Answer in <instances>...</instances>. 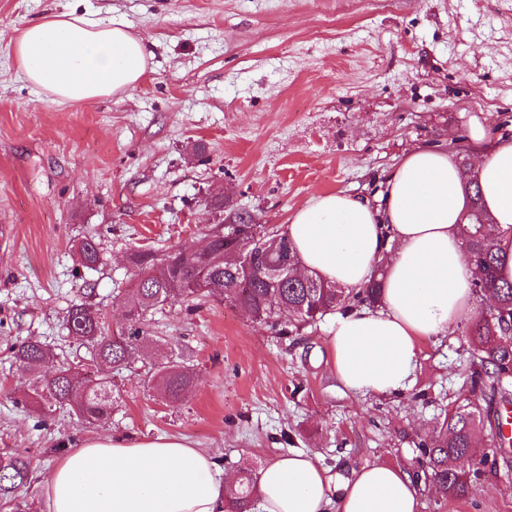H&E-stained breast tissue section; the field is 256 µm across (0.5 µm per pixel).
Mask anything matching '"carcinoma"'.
<instances>
[{"label": "carcinoma", "mask_w": 512, "mask_h": 512, "mask_svg": "<svg viewBox=\"0 0 512 512\" xmlns=\"http://www.w3.org/2000/svg\"><path fill=\"white\" fill-rule=\"evenodd\" d=\"M465 189L472 199L467 221L459 225V234L477 272L474 292L483 299L492 297L487 311L476 317L468 331L471 347V383L481 392L485 406L469 403L446 413L436 434L420 444L425 459V480L445 498L463 499L475 490L486 469H494L491 454L497 451V425L491 421L496 403V386L512 381V282L498 275V256L491 239L484 233L490 217L479 205V186L467 178ZM216 237L209 254L213 264L204 272L182 265L178 251L157 255L135 251L130 261L137 268L132 288L123 299L130 313L126 326L107 332L99 310L87 302L75 303L67 311L69 334L87 350L89 358L79 367L62 366L46 375L42 368L53 356L51 346L35 339L12 347L20 366L22 384L28 398L38 406H65L78 422L95 424L112 417V374L130 367L153 337L146 329L148 316L166 305L188 304L217 299L243 308L252 322L279 330L281 310L292 316L288 327L298 332L323 316L355 306H376L382 295V280L372 278L358 292H348L314 276L305 283L282 280L274 285L266 275L282 260L298 262L293 248L283 250L274 241L282 236L278 229L252 224L243 218L227 225V230L212 231ZM80 263L86 268L100 261L94 237L86 236L77 245ZM148 384L161 400L181 399L196 385L195 376L178 365L169 364L145 372ZM489 429L491 447H479L480 435ZM31 482V463L25 452L0 453V509L26 512L20 493ZM255 481L245 472L224 487L230 512H247L255 494Z\"/></svg>", "instance_id": "carcinoma-1"}]
</instances>
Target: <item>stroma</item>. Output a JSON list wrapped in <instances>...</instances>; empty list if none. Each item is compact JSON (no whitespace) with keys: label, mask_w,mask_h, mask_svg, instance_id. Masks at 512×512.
<instances>
[{"label":"stroma","mask_w":512,"mask_h":512,"mask_svg":"<svg viewBox=\"0 0 512 512\" xmlns=\"http://www.w3.org/2000/svg\"><path fill=\"white\" fill-rule=\"evenodd\" d=\"M73 9L147 42L140 85L77 104L26 80L13 37ZM473 117L512 136V0H0V452L27 451L33 512L57 461L110 433L183 436L229 472L292 453L339 476L417 470L441 414L481 400L470 319L421 341L405 390L355 395L330 370L329 318L280 335L220 301L169 305L144 360L181 362L196 387L170 403L123 372L111 420L91 426L26 407L11 347L32 336L78 363L66 312L86 299L120 327L133 251L193 247L236 215L281 228L319 193L377 199L406 149L470 148ZM88 235L91 269L74 250ZM419 512H512V467L465 499L420 487Z\"/></svg>","instance_id":"obj_1"}]
</instances>
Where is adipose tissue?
Wrapping results in <instances>:
<instances>
[{
	"label": "adipose tissue",
	"mask_w": 512,
	"mask_h": 512,
	"mask_svg": "<svg viewBox=\"0 0 512 512\" xmlns=\"http://www.w3.org/2000/svg\"><path fill=\"white\" fill-rule=\"evenodd\" d=\"M13 51L28 82L71 103L134 89L150 56L125 24L73 11L29 23ZM469 131L470 173L448 151L416 147L387 176L379 204L317 194L285 226L301 270L321 280L356 291L384 272L380 309L347 311L328 329L331 367L351 392L404 389L421 340L447 335L475 312L474 269L458 234L470 211L467 177L481 186L500 273L512 281V138L487 143L475 120ZM225 484L214 455L187 439L108 434L63 456L42 494L47 512H225ZM257 484L258 512H419L416 480L384 463L343 477L291 454L262 469Z\"/></svg>",
	"instance_id": "adipose-tissue-1"
}]
</instances>
